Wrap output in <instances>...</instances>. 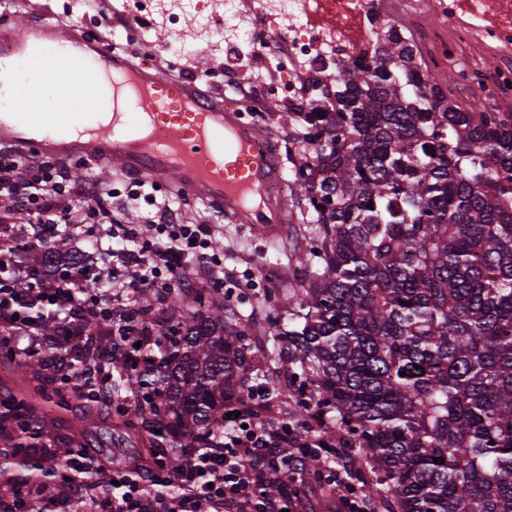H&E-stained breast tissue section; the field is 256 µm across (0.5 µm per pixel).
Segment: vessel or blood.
<instances>
[{
    "label": "vessel or blood",
    "mask_w": 512,
    "mask_h": 512,
    "mask_svg": "<svg viewBox=\"0 0 512 512\" xmlns=\"http://www.w3.org/2000/svg\"><path fill=\"white\" fill-rule=\"evenodd\" d=\"M0 22V142L54 156L74 146L104 166L205 204L228 224L281 236L288 209L273 189L280 145L252 131L245 106L225 102L195 78L136 61L50 16L29 21L31 0H10ZM48 78L36 76L38 65ZM111 110L110 122L99 115Z\"/></svg>",
    "instance_id": "1"
}]
</instances>
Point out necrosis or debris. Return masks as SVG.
Listing matches in <instances>:
<instances>
[{"label":"necrosis or debris","mask_w":512,"mask_h":512,"mask_svg":"<svg viewBox=\"0 0 512 512\" xmlns=\"http://www.w3.org/2000/svg\"><path fill=\"white\" fill-rule=\"evenodd\" d=\"M377 0H224L222 12L198 11L200 26L225 42L249 43L261 68L274 79L246 93L252 112L268 102L302 107L312 92L330 86L329 63H364L363 51L377 33ZM396 14L415 26L424 11L445 24L427 33L421 46L436 66L458 67L462 87L491 102L512 95V0H394ZM481 43V61H468L463 49Z\"/></svg>","instance_id":"obj_1"}]
</instances>
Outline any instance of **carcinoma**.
I'll return each mask as SVG.
<instances>
[{
  "instance_id": "carcinoma-1",
  "label": "carcinoma",
  "mask_w": 512,
  "mask_h": 512,
  "mask_svg": "<svg viewBox=\"0 0 512 512\" xmlns=\"http://www.w3.org/2000/svg\"><path fill=\"white\" fill-rule=\"evenodd\" d=\"M423 68L412 37L388 22L371 64H336L328 106L288 113L313 145L296 182L317 264L299 281L277 357L336 412L385 512H512V112L458 101L452 76L417 86ZM67 244L35 253L34 270L81 260ZM157 300L142 293L116 335L142 326L165 350L111 388L137 396L133 436L204 448L245 395L247 329L224 321L220 299L187 308L177 293L164 316ZM28 313L45 347L15 363L24 389L0 386V434L18 439L4 463L37 477L35 449L69 408L60 372L99 375L112 337L84 319L64 348L54 314ZM75 446L90 443L73 431L52 452Z\"/></svg>"
}]
</instances>
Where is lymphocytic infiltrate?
Here are the masks:
<instances>
[{
    "label": "lymphocytic infiltrate",
    "mask_w": 512,
    "mask_h": 512,
    "mask_svg": "<svg viewBox=\"0 0 512 512\" xmlns=\"http://www.w3.org/2000/svg\"><path fill=\"white\" fill-rule=\"evenodd\" d=\"M111 196L99 183L72 182L56 158L32 165L11 148H0V210L26 214L40 243H52L58 233L68 231L73 208L85 223H111ZM153 206L147 221L155 237L144 238L138 226L124 225L122 247L104 251V286L90 294L76 291L84 270L69 267L64 276L45 279L20 262L26 242H0V264L11 279L30 284L24 295L0 285V348L14 356L35 354L36 326L25 312L31 304L58 315L67 343L81 319L103 318L120 325L143 290L161 294L172 287L222 284L223 265L206 253L211 226L182 223L179 204L168 199ZM314 447V441L300 438L290 422L257 425L234 417L225 420L223 432L207 447L176 458L164 455L108 468L85 448L63 457L43 454L47 478L79 475L70 494L48 500L40 483L6 476L0 478V505L10 512H298L299 484L307 477L306 460ZM352 467V459L330 452L319 476L341 490V512H369L365 494L351 481ZM272 480L280 485L279 495L264 492Z\"/></svg>",
    "instance_id": "lymphocytic-infiltrate-1"
}]
</instances>
